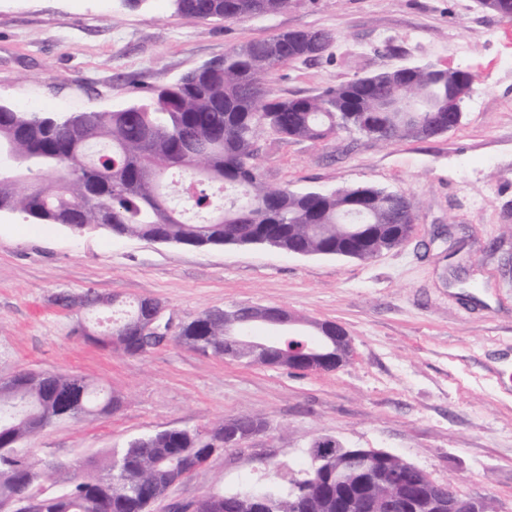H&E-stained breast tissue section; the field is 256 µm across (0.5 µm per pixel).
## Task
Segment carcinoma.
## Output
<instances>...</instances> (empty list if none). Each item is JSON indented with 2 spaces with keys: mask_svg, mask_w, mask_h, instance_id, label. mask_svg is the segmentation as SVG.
<instances>
[{
  "mask_svg": "<svg viewBox=\"0 0 512 512\" xmlns=\"http://www.w3.org/2000/svg\"><path fill=\"white\" fill-rule=\"evenodd\" d=\"M175 12L203 21H231L288 8L291 0H171ZM301 48L277 33L227 48L210 68H196L107 112L52 115L0 109V214L74 233L103 229L158 243L196 248L259 245L304 256L367 261L411 238L415 222L407 197L372 185L330 191L272 189L256 163L257 140L265 131L283 138L324 141L355 131L371 141L413 138L394 98L425 100L416 116L430 126L448 86L473 83L459 71L437 69L397 74L393 70L329 87L314 97H272L268 76L298 60L322 57L334 36ZM139 300L108 297L112 329L81 325L77 333L104 349L105 337L129 323ZM257 309L203 311L175 343L207 348L216 358L252 364L243 349L227 357L224 337L261 325L242 320ZM121 398L84 377L29 370L0 385V512H19L17 497L34 500L31 512H148L172 484L198 471L229 431L247 433L264 421L249 415L203 432L172 429L131 440L109 453L103 466L78 470L54 494L26 485L37 471L22 442L64 420L110 415ZM310 450V465L286 491L251 487L221 495L225 512H336L340 501L363 497L367 512H388L403 496L392 473L408 468L382 452L355 467L354 448H338L324 461ZM406 512H448L429 506L430 484L414 474Z\"/></svg>",
  "mask_w": 512,
  "mask_h": 512,
  "instance_id": "obj_1",
  "label": "carcinoma"
}]
</instances>
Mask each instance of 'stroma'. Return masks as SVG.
<instances>
[{
    "instance_id": "stroma-1",
    "label": "stroma",
    "mask_w": 512,
    "mask_h": 512,
    "mask_svg": "<svg viewBox=\"0 0 512 512\" xmlns=\"http://www.w3.org/2000/svg\"><path fill=\"white\" fill-rule=\"evenodd\" d=\"M0 0V103L109 111L233 45L325 29L323 58L283 65L271 96H312L400 65L475 78L461 125L426 140L322 142L263 134V181L295 191L373 185L416 207L412 240L373 260L262 246L199 249L0 219V380L24 370L103 384L121 408L61 421L27 447L48 491L106 451L248 414L267 427L172 485L150 512L301 477L315 440L381 450L463 497L512 512V19L478 0H292L278 13L202 21L168 0ZM158 299L188 322L210 308L280 306L341 325L353 356L330 372L244 365L173 343L136 358L78 336L61 292Z\"/></svg>"
}]
</instances>
